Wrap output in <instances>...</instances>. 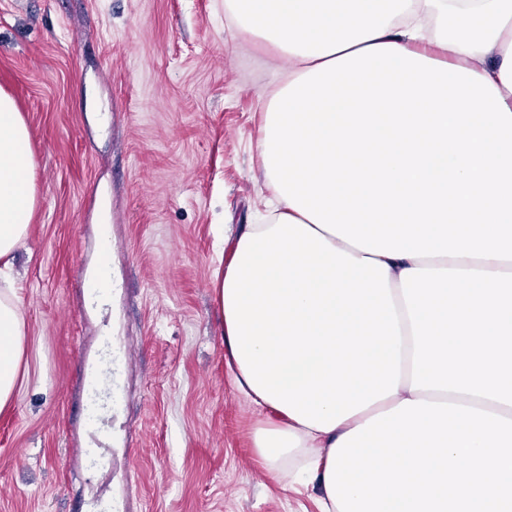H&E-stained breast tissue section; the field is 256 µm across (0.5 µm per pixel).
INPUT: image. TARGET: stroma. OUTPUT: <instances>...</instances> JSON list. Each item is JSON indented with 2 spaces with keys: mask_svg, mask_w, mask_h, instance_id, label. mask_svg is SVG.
Wrapping results in <instances>:
<instances>
[{
  "mask_svg": "<svg viewBox=\"0 0 512 512\" xmlns=\"http://www.w3.org/2000/svg\"><path fill=\"white\" fill-rule=\"evenodd\" d=\"M287 77L224 0H0L39 195L13 262L29 336L0 512H319L250 448L278 414L236 389L210 288L214 225L270 217L262 116ZM103 221L112 287L91 306Z\"/></svg>",
  "mask_w": 512,
  "mask_h": 512,
  "instance_id": "35a3bbf8",
  "label": "stroma"
}]
</instances>
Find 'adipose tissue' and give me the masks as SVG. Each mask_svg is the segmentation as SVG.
I'll return each instance as SVG.
<instances>
[{
    "instance_id": "obj_1",
    "label": "adipose tissue",
    "mask_w": 512,
    "mask_h": 512,
    "mask_svg": "<svg viewBox=\"0 0 512 512\" xmlns=\"http://www.w3.org/2000/svg\"><path fill=\"white\" fill-rule=\"evenodd\" d=\"M288 60L211 279L253 451L323 512H512V0H224ZM0 87V276L38 203ZM27 329L0 289V411Z\"/></svg>"
}]
</instances>
